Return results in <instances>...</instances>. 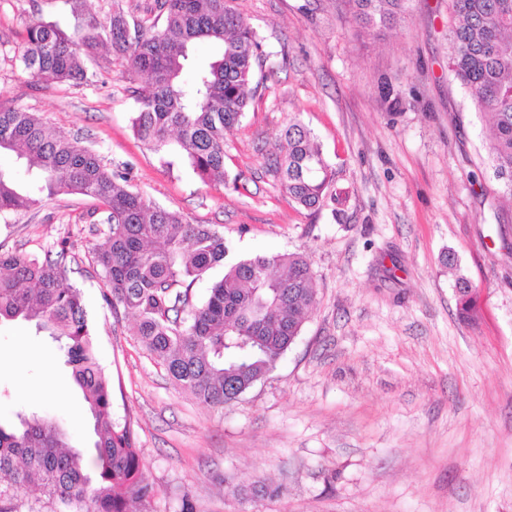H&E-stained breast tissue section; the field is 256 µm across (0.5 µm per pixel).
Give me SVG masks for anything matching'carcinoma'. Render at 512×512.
Returning <instances> with one entry per match:
<instances>
[{
  "instance_id": "cac0c4a2",
  "label": "carcinoma",
  "mask_w": 512,
  "mask_h": 512,
  "mask_svg": "<svg viewBox=\"0 0 512 512\" xmlns=\"http://www.w3.org/2000/svg\"><path fill=\"white\" fill-rule=\"evenodd\" d=\"M68 34L29 21L14 55L31 77L89 84L87 60L106 48L128 71L147 76L134 90L133 135L161 156H177L204 182H224V133L256 98L258 32L231 0H153L135 16L79 0ZM363 29L397 23L406 0H351ZM448 69L488 116L493 173L512 200V0H451ZM198 43L210 49L194 64ZM79 134L62 136L41 115L0 106V216L59 195L95 199L105 216L92 266L112 317L131 316L147 354L173 385L222 407L272 370L295 343L316 302L310 261L296 253L255 256L228 266L229 245L211 224L147 201L128 175L103 163ZM281 188L299 206L324 205L332 171L301 121L288 125L274 163ZM69 239L39 258L0 252V323L22 320L58 344L92 426L90 452L71 445L60 422L37 411L0 425V512H148L156 490L142 474L130 420L113 413L112 377L101 365L79 287L67 283ZM206 299L189 290L212 271Z\"/></svg>"
}]
</instances>
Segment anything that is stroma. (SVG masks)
<instances>
[{"instance_id": "stroma-1", "label": "stroma", "mask_w": 512, "mask_h": 512, "mask_svg": "<svg viewBox=\"0 0 512 512\" xmlns=\"http://www.w3.org/2000/svg\"><path fill=\"white\" fill-rule=\"evenodd\" d=\"M262 39L263 88L225 135L229 183L167 166L130 118L144 76L98 51L90 85L45 83L13 56L30 16L73 31L69 0H0V104L80 134L147 200L217 225L229 260L309 258L317 300L276 367L217 409L175 388L131 319H113L93 271L81 195L0 217V249L43 254L69 237L113 411L130 418L149 512H512V201L501 198L484 116L448 68L449 0H408L380 35L351 0H233ZM390 83L392 99L380 93ZM301 120L333 172L334 201L298 206L270 165ZM453 252L457 272L441 262ZM475 289L462 318L457 276ZM63 418L89 433L57 345L0 325V423ZM281 487L279 496L259 494Z\"/></svg>"}]
</instances>
